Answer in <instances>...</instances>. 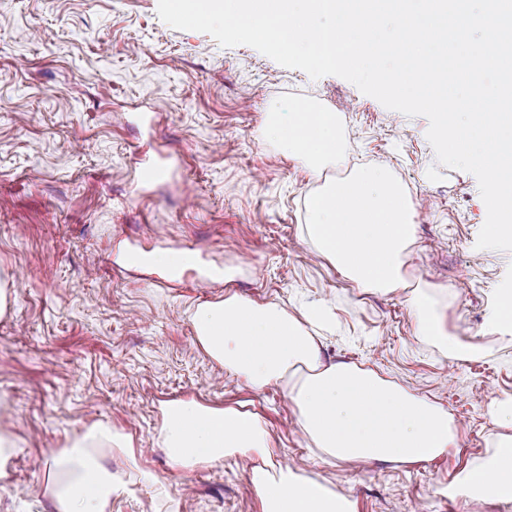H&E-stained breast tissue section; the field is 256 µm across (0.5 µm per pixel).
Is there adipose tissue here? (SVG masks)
Listing matches in <instances>:
<instances>
[{
  "label": "adipose tissue",
  "mask_w": 512,
  "mask_h": 512,
  "mask_svg": "<svg viewBox=\"0 0 512 512\" xmlns=\"http://www.w3.org/2000/svg\"><path fill=\"white\" fill-rule=\"evenodd\" d=\"M267 134L314 173L336 163L341 155L336 113L309 103L297 104L285 117L272 113ZM410 303L418 335L457 359L482 355L480 346L454 338L428 291L415 289ZM193 325L206 354L252 388L287 385L301 429L326 461L425 462L455 443L447 410L373 371L324 363L303 321L275 305L233 293L199 307ZM490 407L503 432L482 465L461 472L454 491L511 503L512 399L492 400ZM161 412L158 443L174 466L190 470L227 457L252 460L250 483L263 512H355L353 502L326 483L275 467L270 436L256 413L195 400L164 403ZM128 445L123 434L96 425L52 452L48 464L54 512H108L113 497L125 486L98 450Z\"/></svg>",
  "instance_id": "ef3b65f1"
}]
</instances>
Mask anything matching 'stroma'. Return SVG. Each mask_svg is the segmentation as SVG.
<instances>
[{
	"mask_svg": "<svg viewBox=\"0 0 512 512\" xmlns=\"http://www.w3.org/2000/svg\"><path fill=\"white\" fill-rule=\"evenodd\" d=\"M158 0H0V272L15 276L0 318V429L22 448L0 512H52L47 455L97 423L136 457L103 447L127 485L112 512H261L235 457L194 470L155 442L160 407L194 399L248 404L274 442V465L348 496L356 512H512L450 494L493 451V399L512 395V337L486 326L512 291V251L480 249L487 216L476 177L438 163L426 117L384 107L337 77L310 78L247 45L177 30ZM309 100L340 115L344 151L330 176L388 169L415 206L411 283L428 287L456 338L482 357L458 361L421 339L409 293L362 291L307 236L318 178L267 134L270 107ZM170 176L142 182V153ZM147 253L199 248L200 272L126 267ZM297 315L322 307L325 363L377 372L451 415L454 447L427 462L323 463L288 389L250 388L212 361L193 314L225 293Z\"/></svg>",
	"mask_w": 512,
	"mask_h": 512,
	"instance_id": "stroma-1",
	"label": "stroma"
}]
</instances>
